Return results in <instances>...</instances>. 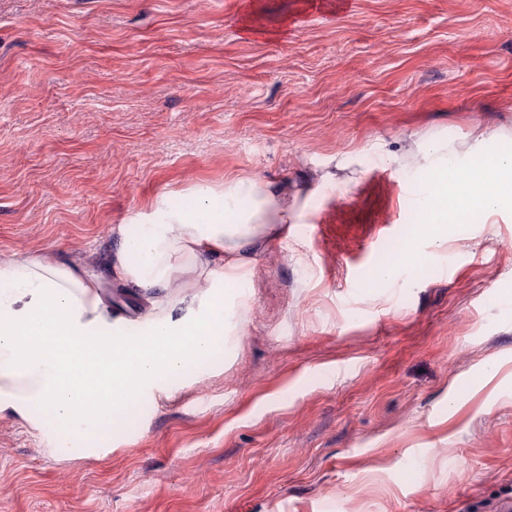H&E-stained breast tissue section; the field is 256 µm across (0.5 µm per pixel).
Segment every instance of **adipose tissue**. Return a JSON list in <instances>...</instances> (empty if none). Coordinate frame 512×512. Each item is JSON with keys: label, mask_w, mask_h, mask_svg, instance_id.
Masks as SVG:
<instances>
[{"label": "adipose tissue", "mask_w": 512, "mask_h": 512, "mask_svg": "<svg viewBox=\"0 0 512 512\" xmlns=\"http://www.w3.org/2000/svg\"><path fill=\"white\" fill-rule=\"evenodd\" d=\"M488 131L475 130L466 162L442 137L417 142L415 165L428 176L420 236L448 243L451 213L512 207V151L485 159ZM466 167V186L448 175ZM195 209L174 208L158 195L134 224L115 229L117 249L107 265L113 281L139 289L147 303L142 335L122 333L121 318L97 275L26 255L0 259V413L31 406L44 426L79 421L113 423L120 406L187 376L188 368L224 342L231 308L222 289L252 272L250 253L288 229V197L268 182L229 178L221 187L194 185ZM205 289L202 300L186 296ZM96 350H88L89 342Z\"/></svg>", "instance_id": "adipose-tissue-1"}]
</instances>
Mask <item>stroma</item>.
<instances>
[{"mask_svg":"<svg viewBox=\"0 0 512 512\" xmlns=\"http://www.w3.org/2000/svg\"><path fill=\"white\" fill-rule=\"evenodd\" d=\"M243 2L0 0V255L100 271L115 225L233 176L296 201L223 350L97 454L95 426L0 414V512H497L512 210L460 215L435 249L411 150L463 155L488 128L512 151V0H255L271 39Z\"/></svg>","mask_w":512,"mask_h":512,"instance_id":"35a3bbf8","label":"stroma"}]
</instances>
